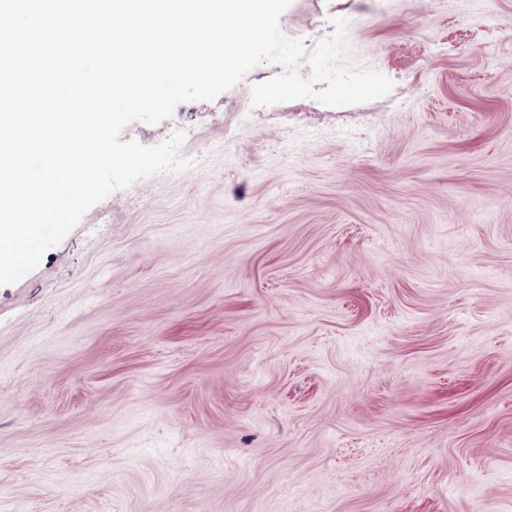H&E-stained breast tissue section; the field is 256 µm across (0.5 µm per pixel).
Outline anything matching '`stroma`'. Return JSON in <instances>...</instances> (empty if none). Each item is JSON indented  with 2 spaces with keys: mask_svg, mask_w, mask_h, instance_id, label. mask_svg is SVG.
<instances>
[{
  "mask_svg": "<svg viewBox=\"0 0 512 512\" xmlns=\"http://www.w3.org/2000/svg\"><path fill=\"white\" fill-rule=\"evenodd\" d=\"M394 90L121 141L190 166L0 286V512H512V0H292Z\"/></svg>",
  "mask_w": 512,
  "mask_h": 512,
  "instance_id": "obj_1",
  "label": "stroma"
}]
</instances>
